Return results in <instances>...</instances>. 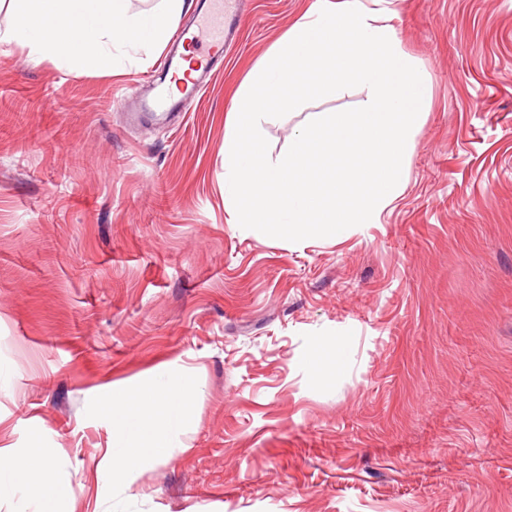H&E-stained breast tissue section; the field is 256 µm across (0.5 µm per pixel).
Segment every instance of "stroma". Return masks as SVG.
<instances>
[{
	"instance_id": "35a3bbf8",
	"label": "stroma",
	"mask_w": 512,
	"mask_h": 512,
	"mask_svg": "<svg viewBox=\"0 0 512 512\" xmlns=\"http://www.w3.org/2000/svg\"><path fill=\"white\" fill-rule=\"evenodd\" d=\"M308 3L251 0L187 110L138 118L159 54L0 45V448L49 455L57 512H512V0H390L430 74L403 191L293 243L235 224L224 147ZM167 368L184 428L106 486V406Z\"/></svg>"
}]
</instances>
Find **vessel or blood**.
<instances>
[{
    "instance_id": "obj_1",
    "label": "vessel or blood",
    "mask_w": 512,
    "mask_h": 512,
    "mask_svg": "<svg viewBox=\"0 0 512 512\" xmlns=\"http://www.w3.org/2000/svg\"><path fill=\"white\" fill-rule=\"evenodd\" d=\"M242 4L243 0H199L193 26L175 31L171 46L161 60L160 71L167 75L168 81L154 100L156 107L181 109L187 99L197 95L210 70L202 67L181 73V50L190 44L216 54L229 51L240 28Z\"/></svg>"
}]
</instances>
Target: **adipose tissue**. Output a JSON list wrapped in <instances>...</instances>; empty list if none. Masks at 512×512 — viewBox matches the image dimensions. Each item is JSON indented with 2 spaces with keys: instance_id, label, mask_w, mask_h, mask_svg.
Here are the masks:
<instances>
[{
  "instance_id": "adipose-tissue-1",
  "label": "adipose tissue",
  "mask_w": 512,
  "mask_h": 512,
  "mask_svg": "<svg viewBox=\"0 0 512 512\" xmlns=\"http://www.w3.org/2000/svg\"><path fill=\"white\" fill-rule=\"evenodd\" d=\"M165 2L164 11L131 14L125 0H25L26 22L0 31V43L28 48L34 61L92 66L129 45L161 48L170 18L178 16L183 6L182 0ZM177 384L171 373L158 371L135 398H113L108 410L122 415L124 427L103 475L104 483L116 485L125 480L127 459L141 443H148L156 453L167 447L183 422L182 398L174 393ZM156 401L162 402L163 410L150 424L143 418L141 406ZM73 495L70 485L57 481L49 458L20 457L0 448V499L16 496L33 505L36 512H47L52 502Z\"/></svg>"
}]
</instances>
